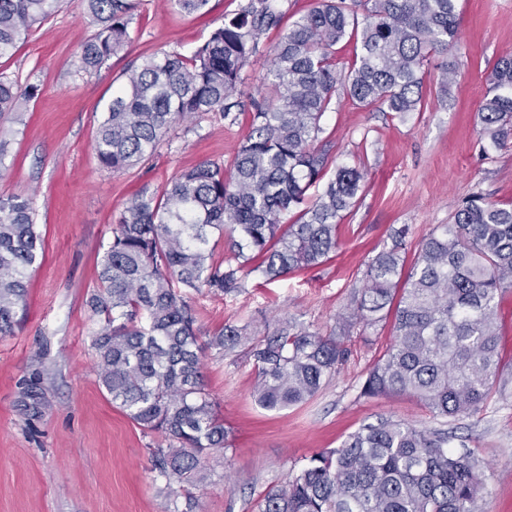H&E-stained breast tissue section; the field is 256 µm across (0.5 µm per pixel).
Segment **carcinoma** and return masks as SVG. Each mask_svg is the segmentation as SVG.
<instances>
[{
  "label": "carcinoma",
  "mask_w": 512,
  "mask_h": 512,
  "mask_svg": "<svg viewBox=\"0 0 512 512\" xmlns=\"http://www.w3.org/2000/svg\"><path fill=\"white\" fill-rule=\"evenodd\" d=\"M317 0L288 26L272 49L270 100L253 104L248 131L232 165L203 163L178 175L160 194L128 199L99 260L97 289L87 305L100 317L95 371L112 404L147 435L152 469L168 493L193 512L194 491L230 447L216 402L206 388L203 353L241 349L253 359V396L266 410L308 402L336 372L347 349L285 319L250 336L226 325L200 339L190 293L214 296L248 287L257 273L273 281L321 265L336 251L338 220L353 209L363 176L348 167L318 195L328 150L315 142L337 88L351 100L405 116L425 105L420 73L459 34L457 0ZM94 36L82 47L81 69L93 74L130 39L134 0H87ZM61 0H0V57L47 21ZM275 0H247L189 60L152 53L125 71L100 123L99 165L123 171L153 152L168 129L201 112L229 114L260 38L281 26ZM360 39L349 67L335 46ZM494 94L479 112V134L498 147L512 143V57L494 65ZM37 87L0 78V115L15 111ZM296 212L289 224L285 216ZM403 227L392 247L367 265L353 296V316L369 325L393 321V341L366 374L362 395H409L433 414L470 416L491 398L502 375L498 303L512 291V207L471 196L453 223L439 224L418 245L403 272ZM231 242L232 257L215 258L210 237ZM43 239L30 202L0 198V334L11 333L25 304L28 273L42 261ZM481 473L471 457L448 449V432L389 419L351 433L268 490L260 512H478Z\"/></svg>",
  "instance_id": "obj_1"
}]
</instances>
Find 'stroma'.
<instances>
[{"label":"stroma","instance_id":"35a3bbf8","mask_svg":"<svg viewBox=\"0 0 512 512\" xmlns=\"http://www.w3.org/2000/svg\"><path fill=\"white\" fill-rule=\"evenodd\" d=\"M136 2L129 43L95 74L80 68L81 48L95 32L86 0H63L58 12L0 57V77L37 88L0 119L8 131L0 143V197L31 199L44 237L27 304L18 309L12 334L0 336V512L185 507L156 480L149 437L98 382L90 342L99 320L86 299L98 283L97 258L129 196L143 189L161 193L202 163L231 166L252 103L265 92L277 35H263L259 53L244 66L230 114L208 112L176 124L154 154L112 172L100 167L94 143L125 71L158 51L191 56L245 0H209L205 11L192 14L174 0ZM457 10V42L423 69L431 91L426 109L402 117L356 105L340 91L325 112L321 125L332 166L365 174L331 259L268 284L251 275L243 292L194 294L202 336L228 323L261 333L292 318L343 337L349 354L312 400L271 412L254 402L252 360L238 351H207L204 380L231 446L212 459L215 473L197 491L193 512H259L261 494L312 455L386 417L447 430L449 448L469 451L479 464L482 512H512V292L498 310L503 376L488 405L460 419L433 415L409 396H362L369 368L392 339V323L364 326L350 308L368 262L391 246L394 230L407 228L410 259L434 226L452 223L466 198L512 206V146H492L476 127L487 76L498 59L512 55V0H457ZM446 64L455 71L447 85Z\"/></svg>","mask_w":512,"mask_h":512}]
</instances>
